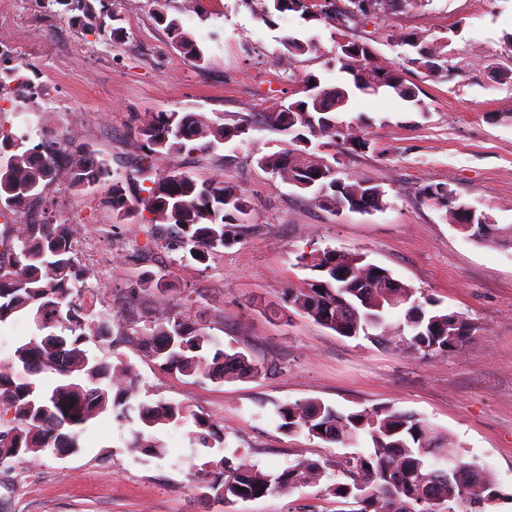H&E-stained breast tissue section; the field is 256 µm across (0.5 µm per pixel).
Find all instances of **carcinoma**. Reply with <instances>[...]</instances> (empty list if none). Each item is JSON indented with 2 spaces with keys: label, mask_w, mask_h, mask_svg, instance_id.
<instances>
[{
  "label": "carcinoma",
  "mask_w": 512,
  "mask_h": 512,
  "mask_svg": "<svg viewBox=\"0 0 512 512\" xmlns=\"http://www.w3.org/2000/svg\"><path fill=\"white\" fill-rule=\"evenodd\" d=\"M425 0H347L343 8L335 2L316 10L303 0H257L260 18L273 25L275 19L294 13L316 26L329 19L344 22L357 18H378L399 2ZM80 12L79 20H95L108 28L104 15L96 12L91 0H56ZM158 19L179 46L186 49L199 69L207 60L181 19L160 12ZM396 45L408 50V62L434 75L448 72L447 42L431 41L417 32H397ZM283 66L299 55L318 51L316 40L286 38ZM336 64L345 74L344 83L328 88L320 76H301L305 96L279 105L265 117V123L292 134L291 146L257 160L288 184L309 172L325 170L313 201L334 213L342 206L350 211L368 206L373 211L388 207L386 191L367 175L341 176L336 155L324 156L320 147H334L341 153L365 152L371 140L355 122L338 115L350 109L357 92L376 94L388 89L408 102L417 95L405 72L380 63L373 49L363 42L347 40L336 44ZM20 68L0 56V84L15 81L28 90ZM247 123L223 124L200 114L155 112L136 127L145 145L136 172L148 182L138 194L127 198L120 180L112 186L104 203L119 220L133 211L151 215L150 223L168 226L173 245L191 259L204 263L210 255L235 241L234 229L245 223L250 205L244 194L219 175L199 180L184 172L157 165L162 157L183 150H207L218 143L248 133ZM65 162L70 184L84 188L110 177L106 163L75 141L66 148L45 145L26 148L14 145V153L0 161V207L19 216L32 199L43 196L55 181L60 162ZM421 195L441 206L444 219L455 226L470 224L466 237L512 249V226L489 222L482 211H470L445 183L427 184ZM77 229L70 224H14L11 234L0 240L7 260L0 261V324L19 314L32 317L39 334L15 346L11 358L0 363V464L31 462L56 448L78 451L76 429L97 415L113 410L125 419L138 413L143 431L136 445L146 455L161 452L163 444L150 431L168 425L183 426L188 419L203 430L208 439L222 442L213 425L203 416L189 415L179 404L154 405L130 400L139 391L140 380L130 363L114 365L98 352L112 349L111 323L118 316L96 312L84 303L90 292L87 280L92 269L76 257ZM299 263L318 275L307 288H288V305L337 334L362 336L378 344L393 343L427 354L461 348L471 332L469 322L456 312L440 307L427 297L415 302L414 289L394 277L384 267L366 260L357 252L317 249L299 257ZM162 295L165 284L148 276L129 297L144 293ZM401 311L397 323L387 322L389 313ZM145 353L159 366L184 376L210 380L256 377L264 367L241 352H227L222 344L189 316L174 309L149 325L135 330ZM56 376L53 387H45L38 375ZM280 428L290 434L307 432L327 444L353 447L355 451L336 463L343 480L327 487L338 499L350 501L357 512H488L502 498L492 475L483 467L458 459L450 468L440 462L454 456L449 439L415 415L389 407L341 412L319 401L278 406ZM326 465L303 460L280 473H270L238 456L224 457L214 464L210 490L224 501L256 499L282 487L294 488L320 479Z\"/></svg>",
  "instance_id": "1"
}]
</instances>
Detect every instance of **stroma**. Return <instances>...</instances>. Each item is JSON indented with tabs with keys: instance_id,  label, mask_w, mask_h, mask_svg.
I'll return each instance as SVG.
<instances>
[{
	"instance_id": "1",
	"label": "stroma",
	"mask_w": 512,
	"mask_h": 512,
	"mask_svg": "<svg viewBox=\"0 0 512 512\" xmlns=\"http://www.w3.org/2000/svg\"><path fill=\"white\" fill-rule=\"evenodd\" d=\"M183 2L171 0L168 12L181 17L205 51L203 70L171 43L156 18V0H104L125 32L119 41L76 22L64 5L8 0L0 52L21 65L38 93H0V130L22 136L28 147L75 139L122 179L143 152L136 126L150 113L250 123L247 135L160 161L201 179L220 175L250 200L235 243L206 263L183 259L168 247L164 225L148 223L141 213L115 223L100 202L107 185L75 190L66 170L35 202L77 223L80 258L110 283L112 308L122 321L112 326L116 339L107 359L135 366L137 401L181 404L209 418L224 442L208 448L192 426H164L155 435L166 455L148 456L132 446L139 421L107 411L85 425L77 453L0 465V512H336L326 492L335 480L331 473L286 494L231 504L206 495L196 478L213 461L235 454L266 471L303 459L341 460L346 448L280 429L277 406L308 400L340 410L389 406L417 415L449 435L463 461L490 472L503 494L492 512H512V250L467 239L420 194L424 185L448 184L491 223L512 225V80L491 77L495 67L512 71L506 43L512 0H407L351 29L334 23L309 28L293 15L270 26L255 0H201L198 14L189 17ZM398 31L446 39L449 74L432 76L408 65L391 39ZM287 36L315 38L318 53L280 66ZM347 38L366 42L383 64L405 70L419 101L388 92L353 97L350 115L369 118L373 148L341 156L339 166L371 177L387 191L389 206L336 216L257 160L291 140L265 126L264 118L291 98L298 77L312 72L324 85H339L336 44ZM326 247L363 253L417 297L462 314L470 338L450 353L415 354L340 336L288 307L285 288L306 287L314 277L299 256ZM152 273L163 275L165 295L128 302L129 287ZM172 309L190 315L225 350L262 363L264 374L211 381L162 370L121 325H144Z\"/></svg>"
}]
</instances>
